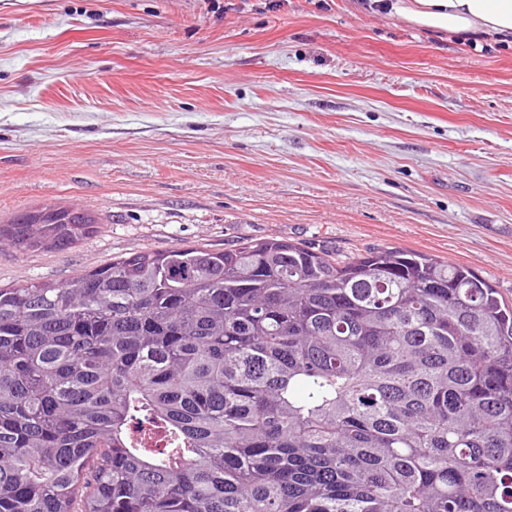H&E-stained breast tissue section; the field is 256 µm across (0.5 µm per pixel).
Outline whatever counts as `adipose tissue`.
Masks as SVG:
<instances>
[{
  "mask_svg": "<svg viewBox=\"0 0 512 512\" xmlns=\"http://www.w3.org/2000/svg\"><path fill=\"white\" fill-rule=\"evenodd\" d=\"M367 8L433 31L512 39V0H368Z\"/></svg>",
  "mask_w": 512,
  "mask_h": 512,
  "instance_id": "obj_1",
  "label": "adipose tissue"
}]
</instances>
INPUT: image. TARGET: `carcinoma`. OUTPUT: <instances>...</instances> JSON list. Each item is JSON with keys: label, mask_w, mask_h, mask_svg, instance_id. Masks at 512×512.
Segmentation results:
<instances>
[{"label": "carcinoma", "mask_w": 512, "mask_h": 512, "mask_svg": "<svg viewBox=\"0 0 512 512\" xmlns=\"http://www.w3.org/2000/svg\"><path fill=\"white\" fill-rule=\"evenodd\" d=\"M95 231L27 211L0 243ZM0 512H512V306L275 238L0 287Z\"/></svg>", "instance_id": "carcinoma-1"}]
</instances>
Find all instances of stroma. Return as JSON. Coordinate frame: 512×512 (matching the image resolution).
Here are the masks:
<instances>
[{
  "mask_svg": "<svg viewBox=\"0 0 512 512\" xmlns=\"http://www.w3.org/2000/svg\"><path fill=\"white\" fill-rule=\"evenodd\" d=\"M75 204L98 230L0 245V286L277 238L512 303V48L357 0H0V224Z\"/></svg>",
  "mask_w": 512,
  "mask_h": 512,
  "instance_id": "obj_1",
  "label": "stroma"
}]
</instances>
